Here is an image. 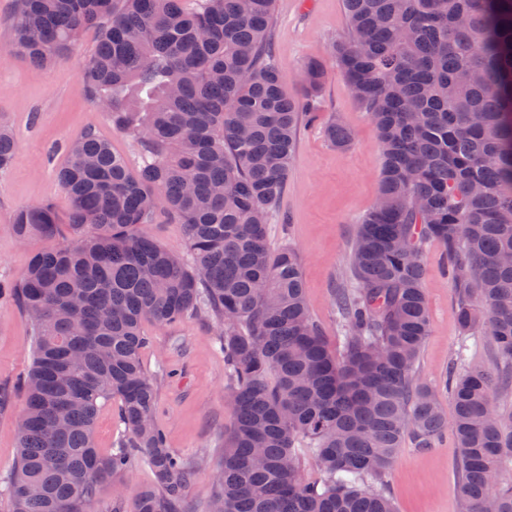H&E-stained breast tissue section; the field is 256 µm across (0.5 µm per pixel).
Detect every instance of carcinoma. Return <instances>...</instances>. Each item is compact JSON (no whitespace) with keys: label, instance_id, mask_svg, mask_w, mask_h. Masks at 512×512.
<instances>
[{"label":"carcinoma","instance_id":"cac0c4a2","mask_svg":"<svg viewBox=\"0 0 512 512\" xmlns=\"http://www.w3.org/2000/svg\"><path fill=\"white\" fill-rule=\"evenodd\" d=\"M344 10L348 35L331 54L383 161L332 294L333 352L309 313L298 251L267 240L325 80L308 60L302 95L282 91L274 0H15L11 46L36 65L98 28L84 82L141 163L131 171L89 128L56 172L73 236L49 204L15 214L18 238L50 245L10 287L34 331L10 512H86L98 483L139 456L155 485L128 512H182L208 461L168 448L154 424L142 324L202 315L220 326L234 409L217 512H397L383 477L399 448L445 433L465 512H512L500 478L512 411L493 401L512 387V0H344ZM326 132L337 147L352 141L334 121ZM15 150L1 128L0 173ZM160 212L185 225L189 258L143 230ZM426 240L443 248L463 338L490 336L507 363L494 375L458 351L444 380L451 416L416 369L430 336ZM114 397L123 430L105 456L94 425Z\"/></svg>","mask_w":512,"mask_h":512}]
</instances>
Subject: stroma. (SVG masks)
Segmentation results:
<instances>
[{
    "mask_svg": "<svg viewBox=\"0 0 512 512\" xmlns=\"http://www.w3.org/2000/svg\"><path fill=\"white\" fill-rule=\"evenodd\" d=\"M14 0H0V125L18 141L7 173L0 175V283L20 279L32 255L42 249V238L19 240L11 231L20 207L51 203L60 218H67L70 201L55 173L66 160L65 146L86 128L110 142L113 152L125 157L130 168L139 164L134 139L112 127L108 112L87 93L85 61L97 39V29L85 30L71 55L40 68L12 51L7 25ZM272 58L289 96L302 94L301 68L315 59L326 69V82L316 108L319 121L302 125L296 155L277 212L267 226L272 249L293 245L302 260L308 309L330 347H337L339 330L331 305V291L342 275L356 220L374 202L382 155L374 123L356 102L349 85L329 55L335 40L348 34L342 0H275ZM348 126L354 140L341 150L326 138V120ZM434 242L423 249L426 266L424 291L431 318L428 337L417 371L438 386L445 412L452 401L440 389L442 373L460 340L453 283ZM148 344L142 363L156 385L155 422L170 448L180 453L205 455L209 466L201 471L186 494L188 512H206L215 475L224 458V436L233 421L226 398L224 354L217 343V328L207 319L143 326ZM33 350V327L28 316L10 300L0 299V512H8L5 481L17 457V426L24 400L16 386L25 377ZM458 450L452 437L433 447L417 448L405 440L385 480L398 512H463L459 493ZM154 476L144 461L101 483L90 512H115L128 506Z\"/></svg>",
    "mask_w": 512,
    "mask_h": 512,
    "instance_id": "1",
    "label": "stroma"
}]
</instances>
